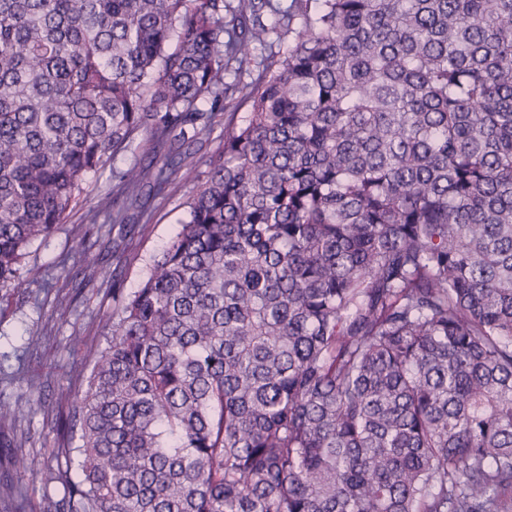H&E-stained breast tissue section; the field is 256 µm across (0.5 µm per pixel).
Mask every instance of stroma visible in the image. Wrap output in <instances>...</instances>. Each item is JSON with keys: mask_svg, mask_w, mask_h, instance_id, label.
I'll list each match as a JSON object with an SVG mask.
<instances>
[{"mask_svg": "<svg viewBox=\"0 0 512 512\" xmlns=\"http://www.w3.org/2000/svg\"><path fill=\"white\" fill-rule=\"evenodd\" d=\"M224 117H216L206 134L186 139L195 176L177 174L164 195L149 197V223L119 237L111 224L87 223L89 206L110 194L113 170L149 162V142L136 140L121 152L113 166L88 173L80 204L47 238L35 240L16 288H0V402L29 405L17 433L26 442L23 455L35 460L34 473L1 474L0 484L22 487L27 512H54L65 492L58 471L65 462L57 456L56 414L64 394L80 390L88 374L83 347L104 346L112 315V288H138L155 256L179 228L184 203L196 189L197 174L207 169L210 155L224 142ZM121 238L113 247V238Z\"/></svg>", "mask_w": 512, "mask_h": 512, "instance_id": "stroma-1", "label": "stroma"}]
</instances>
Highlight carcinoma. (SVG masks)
I'll list each match as a JSON object with an SVG mask.
<instances>
[{
    "mask_svg": "<svg viewBox=\"0 0 512 512\" xmlns=\"http://www.w3.org/2000/svg\"><path fill=\"white\" fill-rule=\"evenodd\" d=\"M268 5L0 0V288L88 173L153 145L124 238L190 166L173 133L250 104L112 289L55 512H509L512 0ZM23 412L0 404L6 473L33 466Z\"/></svg>",
    "mask_w": 512,
    "mask_h": 512,
    "instance_id": "1",
    "label": "carcinoma"
}]
</instances>
